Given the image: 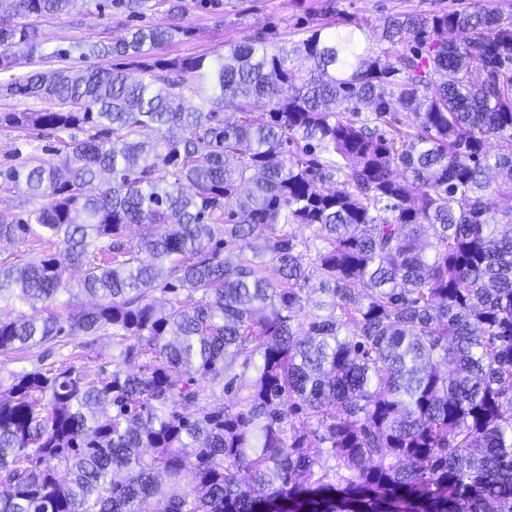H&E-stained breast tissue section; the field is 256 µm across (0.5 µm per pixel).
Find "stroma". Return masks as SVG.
<instances>
[{"mask_svg":"<svg viewBox=\"0 0 512 512\" xmlns=\"http://www.w3.org/2000/svg\"><path fill=\"white\" fill-rule=\"evenodd\" d=\"M330 2L335 5L337 22L361 28L373 37L390 16L461 10L470 0H224L223 26H215L201 10H189L184 23L192 29V36L167 48L166 53L171 58L220 54L227 43L244 40L258 30L267 33L271 44L289 47L306 38L313 26L324 22V9ZM80 10L82 15L77 21L69 15L40 19L47 49L74 40L92 43L107 37L111 29L109 17L98 14L91 4L81 5ZM55 143L52 136L28 137L0 129V163L45 156ZM78 342V337L67 336L52 346L0 353V393L11 387L18 373L59 366Z\"/></svg>","mask_w":512,"mask_h":512,"instance_id":"stroma-1","label":"stroma"}]
</instances>
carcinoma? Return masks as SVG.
Masks as SVG:
<instances>
[{
	"mask_svg": "<svg viewBox=\"0 0 512 512\" xmlns=\"http://www.w3.org/2000/svg\"><path fill=\"white\" fill-rule=\"evenodd\" d=\"M76 2L0 0V74L97 60L0 84L49 103L0 128L92 131L0 168L24 189L0 241L60 247L0 267V350L104 331L119 361L0 395V512H512V11L391 16L379 53L322 23L183 59L162 51L192 35L187 0H98L165 22L50 53L20 22ZM193 3L224 24L223 0ZM281 224L321 241L312 269ZM75 269L90 309L63 300ZM247 372L236 404L200 397ZM64 66H75V67H86L85 63L80 62L77 59H70V60H60L56 58L52 59H45L42 61H39L38 59L31 60L29 57L21 55L19 57V60L17 62L16 67L13 71L5 74H0V82H8L11 79L24 76L31 72L32 70L36 69H56L61 68Z\"/></svg>",
	"mask_w": 512,
	"mask_h": 512,
	"instance_id": "cac0c4a2",
	"label": "carcinoma"
}]
</instances>
